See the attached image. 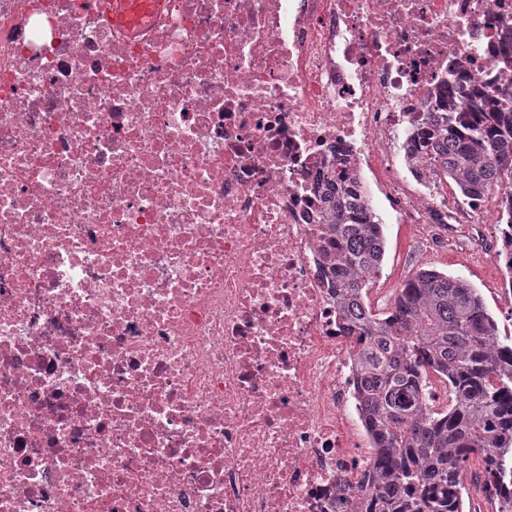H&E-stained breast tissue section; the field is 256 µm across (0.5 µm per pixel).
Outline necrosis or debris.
Masks as SVG:
<instances>
[{"instance_id":"1","label":"necrosis or debris","mask_w":512,"mask_h":512,"mask_svg":"<svg viewBox=\"0 0 512 512\" xmlns=\"http://www.w3.org/2000/svg\"><path fill=\"white\" fill-rule=\"evenodd\" d=\"M0 0V512H345L375 457L329 173L500 223L393 144L512 79V0ZM122 9L112 15L113 21L121 24H139L148 15L152 5L150 0H124Z\"/></svg>"}]
</instances>
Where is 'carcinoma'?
<instances>
[{"label": "carcinoma", "mask_w": 512, "mask_h": 512, "mask_svg": "<svg viewBox=\"0 0 512 512\" xmlns=\"http://www.w3.org/2000/svg\"><path fill=\"white\" fill-rule=\"evenodd\" d=\"M407 138V158L437 167L465 199L504 187L498 261L512 288V83L458 106ZM323 223L335 251L336 309L348 331L366 337L354 351L357 393L377 443L363 473L359 512H464L467 472L493 460L477 482L512 512V345L503 343L479 292L462 278L422 267L380 314L368 302L385 254L383 224L358 181L340 172ZM450 390L436 409L429 374Z\"/></svg>", "instance_id": "carcinoma-1"}]
</instances>
